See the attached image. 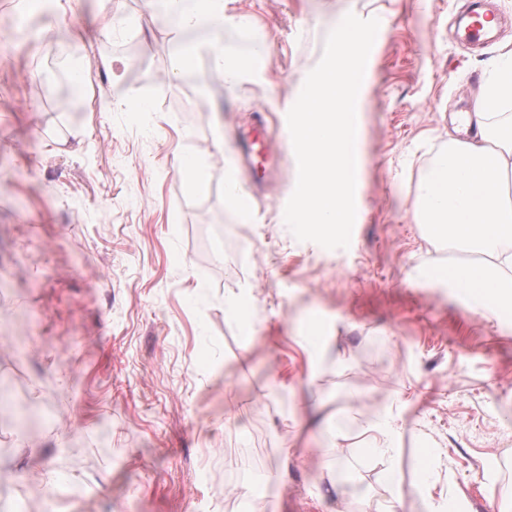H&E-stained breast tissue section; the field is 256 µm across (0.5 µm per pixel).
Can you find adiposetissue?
<instances>
[{
  "instance_id": "1",
  "label": "adipose tissue",
  "mask_w": 512,
  "mask_h": 512,
  "mask_svg": "<svg viewBox=\"0 0 512 512\" xmlns=\"http://www.w3.org/2000/svg\"><path fill=\"white\" fill-rule=\"evenodd\" d=\"M174 34L210 32V40L180 46L181 79L194 60L207 56L225 89H235L251 70V53L225 49L223 34L251 29L245 17L228 13L225 0H147ZM493 78L474 114V136L449 138L416 184V223L433 242L447 246L449 261L421 270V277L446 284L471 311L492 309L512 316V123L490 134L489 119L512 102V65L494 62Z\"/></svg>"
}]
</instances>
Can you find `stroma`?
Returning <instances> with one entry per match:
<instances>
[{"label": "stroma", "instance_id": "1", "mask_svg": "<svg viewBox=\"0 0 512 512\" xmlns=\"http://www.w3.org/2000/svg\"><path fill=\"white\" fill-rule=\"evenodd\" d=\"M493 3L506 25L470 44V0H228L253 26L225 47L270 49L228 93L204 56L198 83L171 80L178 47L145 0H0V512H425L427 492L441 512H512V324L406 277L448 258L413 218L415 184L459 91L480 99L486 61L512 50V0ZM349 13L380 27L351 241L327 249L283 218L294 153L268 183L238 144L256 113L285 121ZM183 154L206 158L205 193ZM364 418L393 451L358 443ZM205 168L204 160L198 156H182L177 163L178 172L194 191H202L205 188Z\"/></svg>", "mask_w": 512, "mask_h": 512}]
</instances>
